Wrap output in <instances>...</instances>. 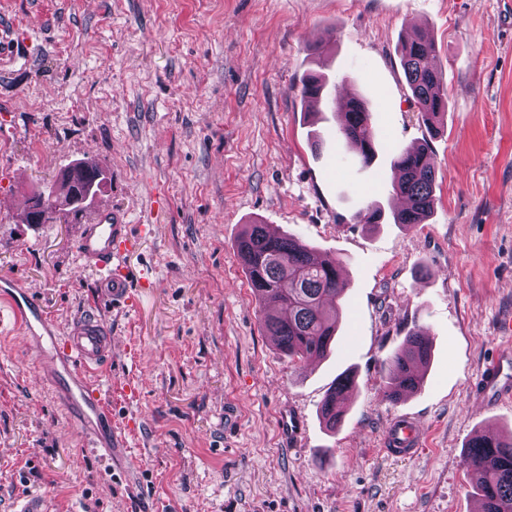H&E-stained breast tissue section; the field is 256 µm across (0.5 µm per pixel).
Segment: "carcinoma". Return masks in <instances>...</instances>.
<instances>
[{
    "mask_svg": "<svg viewBox=\"0 0 512 512\" xmlns=\"http://www.w3.org/2000/svg\"><path fill=\"white\" fill-rule=\"evenodd\" d=\"M434 42L426 33H414L404 38L399 47L400 63L422 123L432 129L448 111V96L444 79L435 68L432 57ZM325 87L324 79L308 73L300 79L301 97L314 106L319 100L310 97V86ZM339 132L347 147L367 165L375 157L374 130L369 112L360 109L339 114ZM393 166L399 171L394 191L407 199L409 205L398 211L396 224H420L431 212L434 202L435 170L429 144L424 142L398 153ZM85 171L77 187L82 197L80 211L90 210L95 198L107 181L105 172L92 161L74 164ZM53 210L71 211L72 196L60 192L56 185H46L32 192ZM244 262L262 308V322L267 335L277 346L300 361L320 360L327 355L336 334L339 320L337 300L347 283L340 267L328 260L314 257L313 250L292 234H281L267 224H248L239 243ZM428 338L418 332L407 335L403 346L385 363V395L399 399L405 392L418 389L423 378L410 371L415 358L428 360ZM354 379L338 378L324 398L320 412L326 426L336 427L341 414L337 404ZM466 459L476 494L483 502L484 512H512V436L488 439L476 436L467 445Z\"/></svg>",
    "mask_w": 512,
    "mask_h": 512,
    "instance_id": "carcinoma-1",
    "label": "carcinoma"
}]
</instances>
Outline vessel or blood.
I'll list each match as a JSON object with an SVG mask.
<instances>
[{"label":"vessel or blood","mask_w":512,"mask_h":512,"mask_svg":"<svg viewBox=\"0 0 512 512\" xmlns=\"http://www.w3.org/2000/svg\"><path fill=\"white\" fill-rule=\"evenodd\" d=\"M132 228L127 211L104 209L83 222L77 239L76 249L83 264L97 273L101 289L117 304L131 298L124 259ZM0 288L8 291L6 303L14 321L36 341L40 355L48 359L51 380L66 395L69 407L100 425V432L94 435L95 446L104 451L123 447L125 436L112 428L107 396L93 381L112 353V339L105 325L91 314L74 321L67 331H60L46 319L38 301L12 279L0 277ZM503 370L502 360L487 363L477 385L482 392L509 401L512 382L505 380ZM384 450L398 457L422 454L424 436L417 420L405 415L393 422L385 436Z\"/></svg>","instance_id":"1"}]
</instances>
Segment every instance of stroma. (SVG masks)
<instances>
[{"label": "stroma", "mask_w": 512, "mask_h": 512, "mask_svg": "<svg viewBox=\"0 0 512 512\" xmlns=\"http://www.w3.org/2000/svg\"><path fill=\"white\" fill-rule=\"evenodd\" d=\"M426 29L448 93L436 130L417 116L397 46ZM0 276L47 318L98 316L112 336L99 380L126 461L90 446L48 362L0 301V512L38 492L52 512H477L468 442L512 433V402L475 390L512 318V0H0ZM325 76L309 111L299 80ZM370 109L377 155L337 136L336 99ZM428 143L435 205L394 223V155ZM92 160L98 203L127 210L132 307L114 305L76 253L77 221L20 218L31 190ZM380 223H358L369 205ZM259 221L336 261L348 287L325 359L266 335L237 242ZM432 357L397 402L382 364L411 331ZM355 385L336 428L321 403ZM304 421L280 434L282 410ZM411 413L426 449L382 442ZM352 384L354 385L352 377L342 376L336 380L327 393L320 407V412L326 426L335 428L336 424L340 421L341 414L339 412L336 414V406L342 400L344 393L351 389Z\"/></svg>", "instance_id": "1"}]
</instances>
